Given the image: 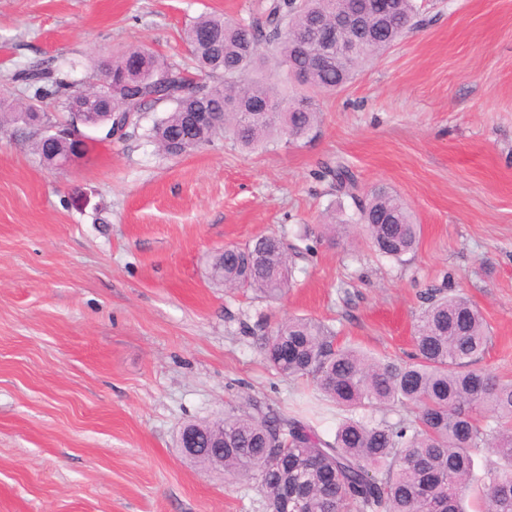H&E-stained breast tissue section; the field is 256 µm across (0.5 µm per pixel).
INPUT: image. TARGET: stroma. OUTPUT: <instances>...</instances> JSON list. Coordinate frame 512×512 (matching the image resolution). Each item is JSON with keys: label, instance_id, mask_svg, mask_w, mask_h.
I'll return each instance as SVG.
<instances>
[{"label": "stroma", "instance_id": "1", "mask_svg": "<svg viewBox=\"0 0 512 512\" xmlns=\"http://www.w3.org/2000/svg\"><path fill=\"white\" fill-rule=\"evenodd\" d=\"M262 0H0V92L40 65L91 83L133 46L186 55L199 15ZM423 19L345 86L318 94L320 136L247 151L220 137L169 157L136 134L63 170L37 131L0 129V512H263L251 484L184 459L179 427L257 400L285 409L306 378L264 360L263 326L305 317L335 342L408 361L422 293L478 307L480 361L512 380V0H415ZM343 158L362 192L395 190L421 227L397 262L329 216L356 206L320 176ZM281 237L277 300L212 281L224 245Z\"/></svg>", "mask_w": 512, "mask_h": 512}]
</instances>
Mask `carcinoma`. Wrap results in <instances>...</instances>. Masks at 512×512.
<instances>
[{"mask_svg":"<svg viewBox=\"0 0 512 512\" xmlns=\"http://www.w3.org/2000/svg\"><path fill=\"white\" fill-rule=\"evenodd\" d=\"M385 2L393 22L375 42L323 63L304 55L299 38L318 18L330 23L346 9L362 12L367 28H379L380 19L366 8L368 0H266L263 24L203 14L183 33L188 66L145 49L112 59L104 65L112 93L130 97L125 135L138 132L148 114L164 105V115L153 119L144 136L171 156L201 149L225 133L247 150L315 137L321 118L314 95L342 87L365 60L421 24L414 0ZM264 43L275 47L285 82L295 81L296 68L308 71L309 94L299 98L305 106L269 113L239 108L279 98L257 77L267 63L260 51ZM190 73L200 82L181 94ZM30 79L41 83L31 100H0V128L48 122L50 108L66 112L73 123L77 103L80 111L94 113L103 133H111L112 116L102 106L104 85L76 90L66 78L43 70ZM203 109L209 120L200 124L196 113ZM34 149L51 166L73 152L74 142L41 134ZM321 177L354 201L355 223L376 252L400 261L415 250L420 227L390 189L359 199L357 177L339 158L324 166ZM211 278L276 300L291 285L288 245L268 235L226 246L212 257ZM423 300L414 326L415 353L402 364L336 347L333 331L310 318H290L267 330L260 338L264 358L282 376L313 379L341 416L334 436L325 438L305 417L255 401L214 420L183 424L181 430L197 431L207 449L190 461L224 475L226 482L255 481L265 512H468V496L487 499V512H512V383L478 367L490 340L488 325L469 299L445 288L428 289ZM409 404L417 408L413 418L391 422L385 417ZM379 412L383 417H376ZM484 448L492 449L498 462L479 480L474 457Z\"/></svg>","mask_w":512,"mask_h":512,"instance_id":"1","label":"carcinoma"}]
</instances>
